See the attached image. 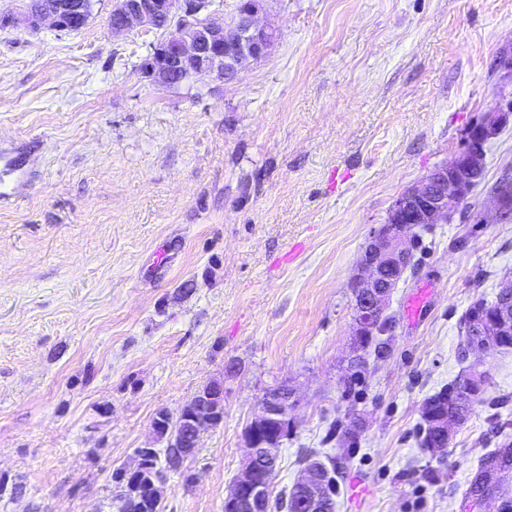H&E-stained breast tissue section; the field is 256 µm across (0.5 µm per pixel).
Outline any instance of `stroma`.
<instances>
[{
  "label": "stroma",
  "instance_id": "35a3bbf8",
  "mask_svg": "<svg viewBox=\"0 0 512 512\" xmlns=\"http://www.w3.org/2000/svg\"><path fill=\"white\" fill-rule=\"evenodd\" d=\"M0 27V148L30 178L0 205V512H118L113 473L164 450L151 421L224 384V422L163 488L164 512H224L243 430L270 388L299 400L273 494L336 466V512H512V350L475 352L464 316L512 271V122L448 222L421 231L388 354L352 358L350 279L398 196L512 98V0H269L278 38L227 84L140 64L159 34ZM428 295L417 319L406 306ZM447 448L426 399L472 370Z\"/></svg>",
  "mask_w": 512,
  "mask_h": 512
}]
</instances>
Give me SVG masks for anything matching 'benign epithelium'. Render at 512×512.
<instances>
[{"instance_id": "benign-epithelium-1", "label": "benign epithelium", "mask_w": 512, "mask_h": 512, "mask_svg": "<svg viewBox=\"0 0 512 512\" xmlns=\"http://www.w3.org/2000/svg\"><path fill=\"white\" fill-rule=\"evenodd\" d=\"M92 0H29L18 16L6 17L3 26L36 31L47 26L58 32L76 31L89 21ZM267 11V0H241L228 17L214 8V0H116L108 19L114 35L135 27L160 31L163 37L153 44L144 59L142 72L161 85L176 84V77L208 74L222 83L236 79L241 65L266 57L277 40L272 25L259 22ZM512 118V101L488 113L473 124L462 150L447 165L431 171L418 185L399 196L387 220L373 233L356 271L353 288L352 345L358 349L369 336L382 335L392 295L408 268L412 267L411 237L418 228L446 221L459 209L480 178L485 151ZM498 209L512 210V183L496 192ZM501 293L492 308H478L470 314V348L492 350L512 335V276L500 284ZM483 374L472 371L458 388L457 409L439 410L424 406L422 418L428 428L429 447H448L451 431L461 422L464 411L480 392ZM299 400L286 386L271 389L259 400V412L243 433L247 449L243 466L228 495L224 512H269L271 478L277 467L278 447L294 424ZM224 421V385L211 382L172 421L166 411L156 414L153 434L167 439V463L160 471H147L142 448L135 466L121 470L119 482L132 497L145 495L162 500L167 472L178 471L193 456L204 431ZM336 470L313 457L301 470L288 502L290 512H335Z\"/></svg>"}]
</instances>
